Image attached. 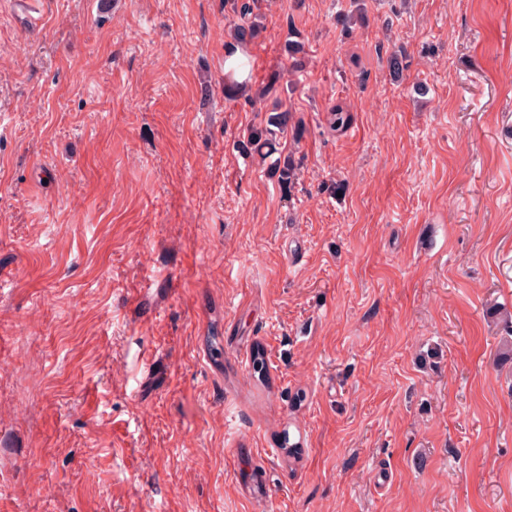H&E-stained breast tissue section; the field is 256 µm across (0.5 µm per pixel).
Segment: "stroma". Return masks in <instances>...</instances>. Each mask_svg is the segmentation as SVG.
<instances>
[{
    "label": "stroma",
    "instance_id": "obj_1",
    "mask_svg": "<svg viewBox=\"0 0 512 512\" xmlns=\"http://www.w3.org/2000/svg\"><path fill=\"white\" fill-rule=\"evenodd\" d=\"M231 18L0 0V507L512 512V0H265L240 68ZM268 126L278 129L280 134L288 132V110L273 115L264 128L256 127L250 130L247 140L240 143V149L266 157L276 153L277 132ZM270 172L277 177V182L285 193L295 185L297 164L292 156H280L270 166Z\"/></svg>",
    "mask_w": 512,
    "mask_h": 512
}]
</instances>
